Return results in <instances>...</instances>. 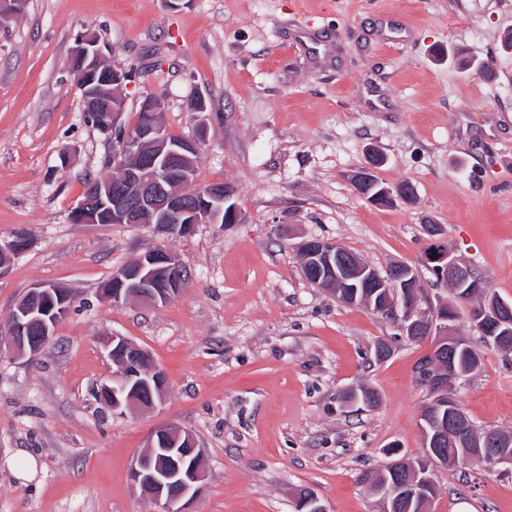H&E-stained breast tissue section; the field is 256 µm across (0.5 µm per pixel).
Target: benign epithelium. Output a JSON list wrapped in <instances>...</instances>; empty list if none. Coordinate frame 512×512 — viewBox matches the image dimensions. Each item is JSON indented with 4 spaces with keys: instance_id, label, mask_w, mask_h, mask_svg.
Masks as SVG:
<instances>
[{
    "instance_id": "obj_1",
    "label": "benign epithelium",
    "mask_w": 512,
    "mask_h": 512,
    "mask_svg": "<svg viewBox=\"0 0 512 512\" xmlns=\"http://www.w3.org/2000/svg\"><path fill=\"white\" fill-rule=\"evenodd\" d=\"M107 63L97 40L85 34L77 40L70 57V72L86 79L82 91L83 112L103 134L112 140V187L99 193L97 199H82L73 210L79 224L97 223V213L104 212L114 224H138L168 235H187L199 224H236L241 212L231 203L233 187L229 184L192 188L190 170L185 162L199 153L205 126L210 116L202 95L194 98L195 110L203 113L197 133L178 140L169 137L162 121V100L146 97L140 106L143 120L133 128L124 119L125 103L121 89L131 81L128 70L112 69L114 104L105 119L92 115L94 95L86 92L93 76ZM384 159L377 153L369 157L367 166L352 175L354 182H367ZM302 272L316 288L339 295L345 291L357 294L362 289L369 298L361 303L375 312L396 318L401 335L412 340L418 336L437 337V348L447 346L452 334L450 323L455 311L444 305L422 308L426 302L416 272L406 264H395L386 276L367 272V265L348 255L345 248L333 241L312 238L299 243ZM28 247V239L18 235L0 239V266L10 262ZM432 269L440 283H449L457 292L468 296L484 291V280L474 269L440 248L429 255ZM191 280V273L176 255L151 249L136 260L113 271L101 290L104 300L123 305L131 300L144 303H166L182 293ZM70 294L52 285L36 284L28 289L24 301L10 312L7 331L0 337V356L21 358L40 352L51 340L58 321L70 309ZM473 324L485 341L495 348L504 346L503 337L512 334V306L503 302L489 309L475 311ZM108 357L116 371L112 379L97 387L96 395L106 398L112 413L123 415L135 409H153L166 395V376L149 352L124 336L106 341ZM415 373L430 398V413L423 417V436L430 441L426 455L436 452L441 434L436 432L435 411L448 406V437L462 448L471 444L484 449L490 464L512 465V435L491 430L472 439L466 415L449 400L448 385L465 378V374L448 363V376L435 372V362L427 354L420 359ZM201 449L194 435L186 430L165 425L148 436L146 451L139 454L130 472L133 486L142 497L160 506V512H190L205 480L201 465ZM192 458V465L182 467L177 459ZM405 475L402 485L386 483L370 488L379 498L382 512L400 497L422 504V512H434V498L428 496L429 478L420 475L416 462L403 458L396 463Z\"/></svg>"
}]
</instances>
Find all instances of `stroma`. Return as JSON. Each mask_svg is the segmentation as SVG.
Masks as SVG:
<instances>
[{
  "label": "stroma",
  "mask_w": 512,
  "mask_h": 512,
  "mask_svg": "<svg viewBox=\"0 0 512 512\" xmlns=\"http://www.w3.org/2000/svg\"><path fill=\"white\" fill-rule=\"evenodd\" d=\"M82 33L114 67L139 69L123 89L128 124L156 95L168 132L193 135L204 95L195 181L233 185L241 223L170 236L73 221L112 154L69 72ZM510 34L512 0H27L0 28V238L29 239L0 267V332L33 285L67 290L72 306L42 352L0 358V512H158L130 471L164 425L202 450L194 512H294L303 490L327 512H377L360 478L391 447L423 455L415 366L433 342L313 287L297 246L330 240L381 273L409 265L437 306L454 302L428 260L442 244L512 302ZM372 151L378 180L411 182L414 200L355 191ZM150 249L190 269L188 288L157 306L103 302L113 270ZM455 304L480 364L449 395L476 430L512 432V358ZM114 335L164 370L161 405L115 415L95 400ZM353 387L377 405H339ZM21 454L37 463L25 476ZM434 473L435 512H512V466Z\"/></svg>",
  "instance_id": "stroma-1"
}]
</instances>
